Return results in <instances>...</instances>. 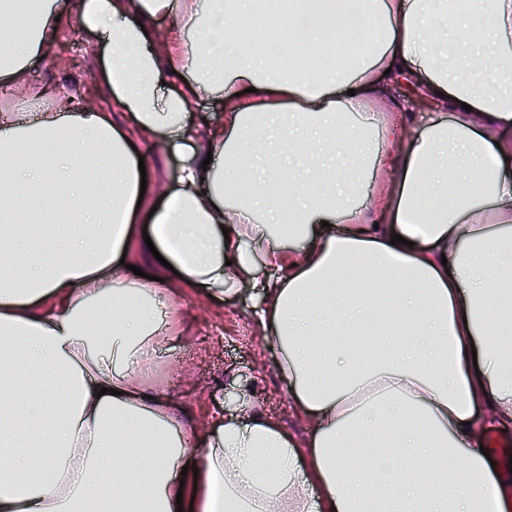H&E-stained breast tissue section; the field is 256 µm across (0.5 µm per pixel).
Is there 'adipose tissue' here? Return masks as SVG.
<instances>
[{
	"label": "adipose tissue",
	"instance_id": "ef3b65f1",
	"mask_svg": "<svg viewBox=\"0 0 512 512\" xmlns=\"http://www.w3.org/2000/svg\"><path fill=\"white\" fill-rule=\"evenodd\" d=\"M23 2L0 0V512H512L467 448L512 427V0H367L366 51L320 80L236 39L252 0ZM295 2L313 39L357 4ZM72 25L110 110L29 87ZM206 99L223 130L188 124ZM137 141L179 161L158 199ZM246 286L306 449L249 392L197 426L143 388L175 296Z\"/></svg>",
	"mask_w": 512,
	"mask_h": 512
}]
</instances>
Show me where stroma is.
Segmentation results:
<instances>
[{
    "label": "stroma",
    "mask_w": 512,
    "mask_h": 512,
    "mask_svg": "<svg viewBox=\"0 0 512 512\" xmlns=\"http://www.w3.org/2000/svg\"><path fill=\"white\" fill-rule=\"evenodd\" d=\"M89 70L86 40L72 30L49 48L31 82L39 88L50 83L93 91L96 107L107 108L106 92L91 83ZM260 303V297L248 288L236 299L221 303L202 291L187 292L178 305L190 324L182 336L160 346L156 364L144 375L143 383L164 388L199 423L223 414L225 397L237 386H250L256 391L258 410L278 422L301 446L309 426L292 409L288 388L276 370L275 354L256 322L254 311Z\"/></svg>",
    "instance_id": "1"
}]
</instances>
